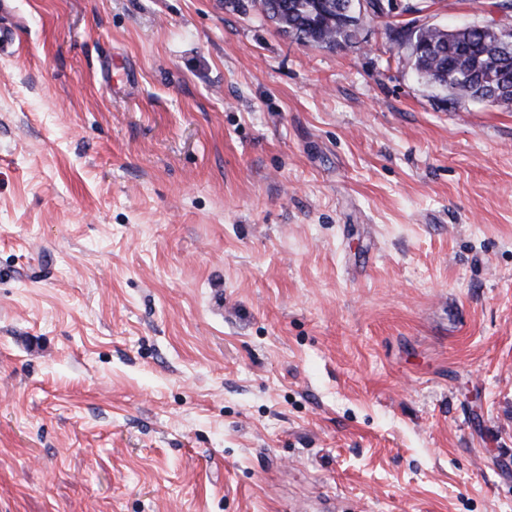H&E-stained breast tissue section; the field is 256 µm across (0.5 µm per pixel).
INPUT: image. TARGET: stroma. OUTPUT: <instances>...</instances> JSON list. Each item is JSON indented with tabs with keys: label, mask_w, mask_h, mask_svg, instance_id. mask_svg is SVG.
<instances>
[{
	"label": "stroma",
	"mask_w": 512,
	"mask_h": 512,
	"mask_svg": "<svg viewBox=\"0 0 512 512\" xmlns=\"http://www.w3.org/2000/svg\"><path fill=\"white\" fill-rule=\"evenodd\" d=\"M494 3L13 0L0 512H512V111L386 36ZM350 0H228L238 12L258 8L278 29L303 43L336 47L340 39L352 43L356 31L336 27V6Z\"/></svg>",
	"instance_id": "1"
}]
</instances>
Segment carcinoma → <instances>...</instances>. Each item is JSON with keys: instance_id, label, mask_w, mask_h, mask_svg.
I'll return each instance as SVG.
<instances>
[{"instance_id": "1", "label": "carcinoma", "mask_w": 512, "mask_h": 512, "mask_svg": "<svg viewBox=\"0 0 512 512\" xmlns=\"http://www.w3.org/2000/svg\"><path fill=\"white\" fill-rule=\"evenodd\" d=\"M347 0H228L238 12L259 9L278 29L297 40L312 45L335 47L336 40L347 43L356 31L336 27V6ZM421 37L435 43L430 55L413 58L421 79L437 86L450 97L468 94L496 99V108L512 109V95L503 99L497 93L500 81L512 80V50L499 52L488 34L463 31L453 38L429 27L420 30Z\"/></svg>"}]
</instances>
